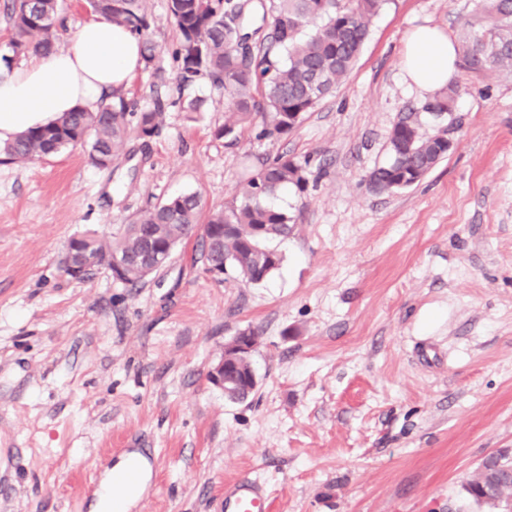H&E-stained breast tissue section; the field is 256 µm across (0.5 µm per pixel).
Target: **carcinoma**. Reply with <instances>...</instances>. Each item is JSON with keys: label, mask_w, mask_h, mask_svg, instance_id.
Returning a JSON list of instances; mask_svg holds the SVG:
<instances>
[{"label": "carcinoma", "mask_w": 512, "mask_h": 512, "mask_svg": "<svg viewBox=\"0 0 512 512\" xmlns=\"http://www.w3.org/2000/svg\"><path fill=\"white\" fill-rule=\"evenodd\" d=\"M388 0H271V31L254 42L259 29L248 32L247 20L257 11L253 0H168L180 33L172 50L181 89L205 76L224 89V124L217 139H237L262 116L257 137L286 136L324 98L334 93L356 63L369 26ZM59 0H12L10 22L14 55L49 53L59 47ZM96 14L143 36L149 27L143 0H112ZM457 66L464 76L512 73V0H481L460 29ZM457 94L453 82L433 96L435 105L422 111H452ZM161 107L142 112L136 131L154 135ZM128 102L117 97L92 110L81 106L56 121L30 129L0 145L7 162H32L69 147L88 150L97 164L114 160L129 136ZM390 159L369 175L376 192L401 189L402 180L422 175L448 156L441 140L421 132L419 113L410 110L394 125L388 144ZM310 162L286 156L267 160L238 190V202L211 213L203 238L207 269L224 268L242 279L262 284L279 269L282 255L269 242L287 237L292 217L273 203L289 186L300 195L309 185ZM201 201L193 193L172 196L147 209L111 240L85 235L81 246L98 266L120 250L132 259L145 251L148 239L173 245L199 227ZM472 499L506 502L512 490V463L488 462L464 485Z\"/></svg>", "instance_id": "obj_1"}]
</instances>
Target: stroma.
I'll use <instances>...</instances> for the list:
<instances>
[{
	"instance_id": "obj_1",
	"label": "stroma",
	"mask_w": 512,
	"mask_h": 512,
	"mask_svg": "<svg viewBox=\"0 0 512 512\" xmlns=\"http://www.w3.org/2000/svg\"><path fill=\"white\" fill-rule=\"evenodd\" d=\"M144 7L159 53L123 96L161 107L156 133H130L107 169L78 148L0 160V512H93L87 485L131 446L155 452L136 512H221L243 478L270 512H490L463 485L512 453V76L460 79L455 146L418 184L367 183L428 99L404 78L406 32L457 39L475 0H389L332 96L288 136L233 143L213 135L223 89L177 86L167 0ZM280 154L314 169L280 201L294 230L267 282L214 279L196 235L135 288L66 273L72 237L183 193L210 214ZM247 328L257 387L232 402L207 374Z\"/></svg>"
}]
</instances>
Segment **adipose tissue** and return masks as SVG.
Masks as SVG:
<instances>
[{"label": "adipose tissue", "instance_id": "1", "mask_svg": "<svg viewBox=\"0 0 512 512\" xmlns=\"http://www.w3.org/2000/svg\"><path fill=\"white\" fill-rule=\"evenodd\" d=\"M456 60L453 43L439 28L420 25L407 32L402 68L420 92L432 93L446 85ZM142 65L141 41L129 29L102 17L86 21L68 46L34 54L28 63L0 78V141L126 88ZM133 471L141 478L131 483L127 476ZM149 478L144 458L122 457L100 480L96 512H111L115 503L122 512H131Z\"/></svg>", "mask_w": 512, "mask_h": 512}]
</instances>
